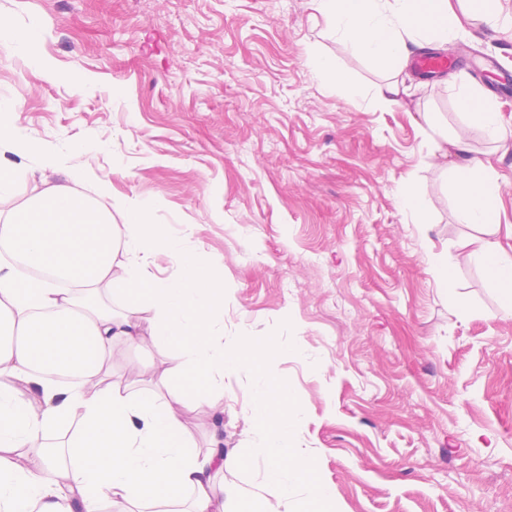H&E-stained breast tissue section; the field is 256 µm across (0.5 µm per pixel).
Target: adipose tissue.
I'll return each mask as SVG.
<instances>
[{
    "label": "adipose tissue",
    "instance_id": "obj_1",
    "mask_svg": "<svg viewBox=\"0 0 512 512\" xmlns=\"http://www.w3.org/2000/svg\"><path fill=\"white\" fill-rule=\"evenodd\" d=\"M457 14L452 0H318L338 42L392 66L409 44L441 43L464 22L489 26L499 19L497 0H471ZM450 145L457 165L456 198L466 222L487 237L474 252L490 284L512 302V257L497 235L499 176L491 163L471 157L465 134ZM18 169L0 162V200L24 190V201L0 214V512H325L336 500L301 448L288 440V419L298 405L273 391L263 365L272 345L246 336H223L224 290L201 260L150 224L147 207L120 202L112 211L80 194V175L64 171L20 181ZM182 265L171 281L154 278L157 257ZM122 288L120 311L90 307L93 291ZM163 338L175 346L164 377L191 384L164 400L138 398L100 382L116 341L139 347ZM93 378L92 388L60 384L52 373ZM245 379L255 403L274 415L252 420L247 452L227 451L213 437L207 452L186 441V399L196 380L224 385L225 372ZM76 436L67 459L34 452V445L67 424ZM249 471L251 483L224 481Z\"/></svg>",
    "mask_w": 512,
    "mask_h": 512
}]
</instances>
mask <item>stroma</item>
<instances>
[{"label": "stroma", "mask_w": 512, "mask_h": 512, "mask_svg": "<svg viewBox=\"0 0 512 512\" xmlns=\"http://www.w3.org/2000/svg\"><path fill=\"white\" fill-rule=\"evenodd\" d=\"M0 15L55 70L0 57L6 119L33 146L5 161L28 171L55 152L81 191L147 203L210 261L225 335L276 349L267 377L299 406L290 438L335 486V512H512V316L469 258L480 227L434 133L467 131L504 177L498 222L512 225V98L498 142L461 105L512 72V0L459 39L489 68L431 80L338 43L316 0H0ZM390 81L388 108L375 90ZM170 351L116 343L108 380L166 395ZM213 398L222 420L191 417L190 444L241 447L246 382L225 373Z\"/></svg>", "instance_id": "1"}]
</instances>
